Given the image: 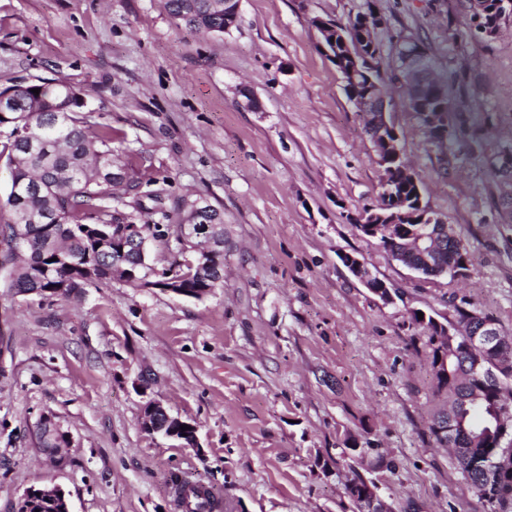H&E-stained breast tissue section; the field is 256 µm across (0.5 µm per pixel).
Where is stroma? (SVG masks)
Segmentation results:
<instances>
[{
	"label": "stroma",
	"mask_w": 512,
	"mask_h": 512,
	"mask_svg": "<svg viewBox=\"0 0 512 512\" xmlns=\"http://www.w3.org/2000/svg\"><path fill=\"white\" fill-rule=\"evenodd\" d=\"M368 12L404 156L467 246L466 277L421 276L354 224L382 169L311 21ZM466 24L464 0H240L208 35L161 0H0V90L67 79L130 179L164 189L170 212H224V285L203 299L117 278L67 300L0 288V512L52 486L71 512H176V475L212 486L219 512H354L343 487L363 460L393 512H491L429 432L446 396L414 320L455 322L465 301L512 336V201L494 174L512 148V17L463 44ZM406 42L466 109L449 150L396 87ZM153 400L198 448L144 429ZM47 416L68 437L54 455ZM343 261L352 274L358 278L363 285L369 288L370 291L379 295L386 302L391 300V295L386 285L375 279L358 257L345 255Z\"/></svg>",
	"instance_id": "stroma-1"
}]
</instances>
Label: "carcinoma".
Here are the masks:
<instances>
[{"label":"carcinoma","mask_w":512,"mask_h":512,"mask_svg":"<svg viewBox=\"0 0 512 512\" xmlns=\"http://www.w3.org/2000/svg\"><path fill=\"white\" fill-rule=\"evenodd\" d=\"M168 14L185 26L207 33H224V8H215V0H163ZM499 0H484L485 13L469 15L467 31L460 39L472 38L488 32L489 23L502 20ZM334 56L333 63L340 72L350 67L351 56L364 49L358 39V23L351 27H337L335 44H327ZM381 44H375L370 54L372 62L369 77L358 85L346 88L350 101L364 97L371 88L388 93L380 75ZM39 95L17 87H9L0 94L8 95V112L0 116V125L10 127L9 142L0 151L6 155L10 191L0 204V212L7 218L0 220V271L3 287L9 292L40 298L69 299L81 294L83 288L112 277V255L130 251L127 242L118 234L120 225L129 223L114 203L120 202L116 190L132 188L128 175L112 158V133L107 130L92 132L84 119L77 116L72 101L78 90L63 79L34 85ZM422 124L429 117L439 116L446 131L445 142L452 145L464 121L450 124L448 114V84L436 77L423 92L421 102L412 106ZM395 193L411 201L416 228L426 208L418 206L415 186L400 181ZM179 223L210 224L215 241L212 262L216 267L203 277L184 263L172 266L181 270L182 288H221L224 286V213L205 201L194 200L182 204ZM439 260L445 265L459 262V252L448 236L441 240ZM136 278L126 283L134 288L164 287L161 271L155 281L147 277L155 273L149 260L137 259ZM426 323L432 345V367L438 388L445 389L448 408L434 417L431 434L442 445L451 449L463 478L492 508V512H512V474L495 476L490 462L505 452L512 453V440L494 447L482 440L471 447H457L451 433H439L436 424L448 419V426L461 424L468 428H483L497 437L499 419L497 406L502 400L512 401V364L499 370L491 361L482 360L481 369L495 377L482 388L470 373L479 350L452 353L445 337L438 335L433 319ZM188 488L181 499L185 512H215L218 501L209 486L176 480Z\"/></svg>","instance_id":"1"}]
</instances>
